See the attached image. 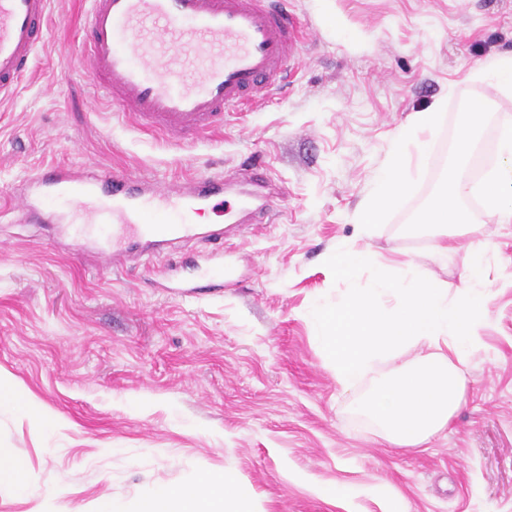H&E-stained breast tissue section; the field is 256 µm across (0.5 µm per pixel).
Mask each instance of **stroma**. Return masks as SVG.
Segmentation results:
<instances>
[{"label": "stroma", "mask_w": 512, "mask_h": 512, "mask_svg": "<svg viewBox=\"0 0 512 512\" xmlns=\"http://www.w3.org/2000/svg\"><path fill=\"white\" fill-rule=\"evenodd\" d=\"M315 38L286 82L263 90L223 135L195 143L113 120L79 59L86 0H51L49 33L13 97L0 101V378L43 415L0 407V448L21 459L28 493L0 487V512H90L109 495L132 504L157 485L232 472L261 512H512V224L480 216L498 245L471 382L449 424L418 448L387 441L341 391L306 317L351 284L329 262L338 246L418 263L456 295L465 254L442 256L417 223L442 190L461 126L457 101L492 96L477 133L495 146L512 93L473 74L512 53V0H280ZM443 110L421 177L362 234L358 212L413 113ZM263 158L273 220L229 226L221 290L171 296L176 254L112 271L63 247L62 227L13 212L30 170L81 164L161 178L223 175L237 210ZM336 487L335 500L324 497Z\"/></svg>", "instance_id": "obj_1"}]
</instances>
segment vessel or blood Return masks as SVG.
<instances>
[{
    "mask_svg": "<svg viewBox=\"0 0 512 512\" xmlns=\"http://www.w3.org/2000/svg\"><path fill=\"white\" fill-rule=\"evenodd\" d=\"M81 62L123 121L150 134L193 142L224 127L227 112L249 111L255 95L284 79L288 63L312 29L267 0H87ZM50 0H0V100L12 97L45 42ZM254 187L245 212L270 221L264 166L246 164ZM224 195V179L188 175L157 181L122 171L67 165L30 174L14 195L29 214L64 201L54 220L72 225L70 245L84 248L77 214L121 222L131 245L97 244L106 266L122 267L138 253L176 250L201 238L194 218Z\"/></svg>",
    "mask_w": 512,
    "mask_h": 512,
    "instance_id": "obj_1",
    "label": "vessel or blood"
}]
</instances>
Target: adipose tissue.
Here are the masks:
<instances>
[{"mask_svg": "<svg viewBox=\"0 0 512 512\" xmlns=\"http://www.w3.org/2000/svg\"><path fill=\"white\" fill-rule=\"evenodd\" d=\"M441 102L414 113L398 134L359 216L369 229L381 214L397 205L414 179L409 156L426 162ZM481 200L500 224L512 223V126L501 128L496 160L479 180L454 168L446 190L421 213L410 233L424 229L438 236L441 252L456 250L457 238L473 232L463 199ZM497 251L485 237L466 247L462 295L449 297L446 288L430 281L408 261L374 263L370 251L341 248L336 274L354 281L343 300L317 303L308 311L342 390H349L380 361L393 362L359 408L376 419L398 446L416 448L442 430L460 405L467 383L466 365L473 353L478 321L487 308L491 284L486 270ZM370 276L356 280L362 270ZM135 512H259L231 474L205 475L176 487L158 486L137 503Z\"/></svg>", "mask_w": 512, "mask_h": 512, "instance_id": "1", "label": "adipose tissue"}]
</instances>
